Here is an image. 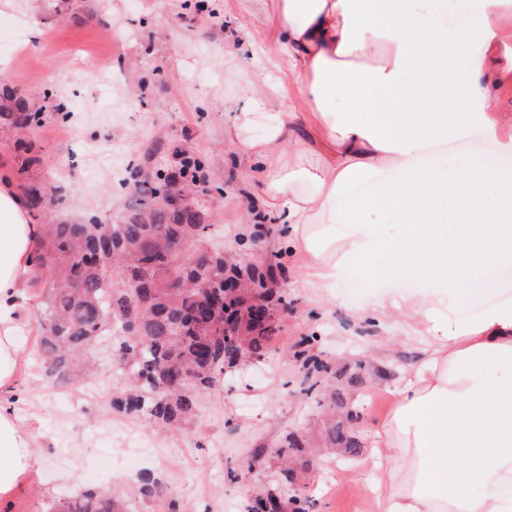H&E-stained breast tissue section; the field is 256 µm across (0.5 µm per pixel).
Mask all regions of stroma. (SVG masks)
Returning a JSON list of instances; mask_svg holds the SVG:
<instances>
[{"label": "stroma", "instance_id": "stroma-1", "mask_svg": "<svg viewBox=\"0 0 512 512\" xmlns=\"http://www.w3.org/2000/svg\"><path fill=\"white\" fill-rule=\"evenodd\" d=\"M261 22L257 0H0V60L11 62L4 82L30 110L47 114L38 128L0 127V180L22 196L33 185L58 191L60 203L32 213L33 223H72L91 213L119 224L128 194L118 169L165 168L185 151L206 161L192 206L223 236L225 253L242 256L239 241L258 203L224 127L248 104L244 76L270 72L289 81L287 67L249 45ZM37 26L44 35L35 43ZM59 103L73 121H57ZM23 142L37 165L24 166ZM257 238L284 269L288 306L275 311L263 356L225 370L222 389L201 396L195 415L166 433L112 409L124 376L111 337L89 353L92 379L64 384L45 374L35 340L46 296L38 278L26 282L19 310L26 360L4 401L34 430L44 462L20 479L0 512H44L81 490L105 493L117 484L127 512H165L172 502L179 512H246L249 498L283 477L282 460L267 450L290 433L318 450L292 479L308 493L310 512H375L370 427L394 408V388L408 379L425 341L398 316L362 314L372 293L365 278L350 279L326 303L317 289L296 287L306 260L285 250L272 220ZM301 350L328 366L318 386L335 384L343 411L354 413L345 431L358 438V453L331 449L328 403L305 395L295 359ZM359 363L365 370L356 381Z\"/></svg>", "mask_w": 512, "mask_h": 512}]
</instances>
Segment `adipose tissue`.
<instances>
[{"label":"adipose tissue","mask_w":512,"mask_h":512,"mask_svg":"<svg viewBox=\"0 0 512 512\" xmlns=\"http://www.w3.org/2000/svg\"><path fill=\"white\" fill-rule=\"evenodd\" d=\"M260 42L286 59L290 88L266 77L234 113L235 146L274 211L302 284L333 295L363 276L372 314L405 316L428 346L392 413L375 424L377 512H512V299L473 318L450 308L512 281V0H258ZM301 99L304 109L284 107ZM260 137H246L256 122ZM463 141L443 159L431 146ZM292 161H284L285 151ZM358 179L368 197L345 195ZM42 225L0 181V396L23 359L19 290ZM428 282L433 295L387 291ZM38 462L35 436L0 403V504Z\"/></svg>","instance_id":"adipose-tissue-1"}]
</instances>
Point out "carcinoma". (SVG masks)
<instances>
[{"label": "carcinoma", "instance_id": "1", "mask_svg": "<svg viewBox=\"0 0 512 512\" xmlns=\"http://www.w3.org/2000/svg\"><path fill=\"white\" fill-rule=\"evenodd\" d=\"M41 110L26 109L17 91L0 85V124L15 129L39 126ZM184 163L174 169L130 171L134 194L127 219L111 232L94 217L73 224H51L41 240L34 262L48 285L50 318L43 326L38 351L46 370L61 379L90 377L79 365L103 333L119 336L115 358L128 377L112 405L134 417H145L160 428L176 426L194 415L197 396L224 380V366L258 358L272 332L271 312L288 301L277 288L281 266L268 257L244 264L209 246L212 225L201 210L183 206L171 192L198 181L202 160L179 154ZM32 211L45 209L56 199L40 189L25 198ZM195 245L184 260L170 245ZM179 278L181 288L172 286ZM250 282L232 307L237 345L224 336V281ZM134 326L137 335L126 333ZM303 452L290 433L277 445L279 458ZM306 512L307 496L296 490L282 500L267 491L255 496L248 512ZM49 512H125L120 493L93 489L53 505Z\"/></svg>", "mask_w": 512, "mask_h": 512}]
</instances>
